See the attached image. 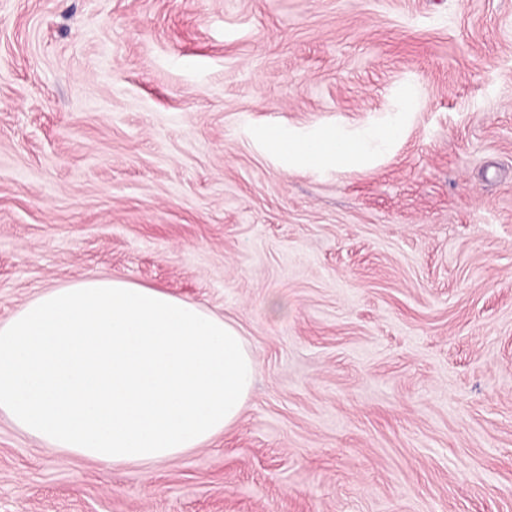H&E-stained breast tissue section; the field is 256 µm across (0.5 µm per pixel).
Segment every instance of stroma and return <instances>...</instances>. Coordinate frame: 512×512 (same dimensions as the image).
Segmentation results:
<instances>
[{
    "label": "stroma",
    "mask_w": 512,
    "mask_h": 512,
    "mask_svg": "<svg viewBox=\"0 0 512 512\" xmlns=\"http://www.w3.org/2000/svg\"><path fill=\"white\" fill-rule=\"evenodd\" d=\"M89 274L224 316L254 391L159 466L0 415V512H512V0H0V320ZM266 146L270 152L288 163V169L301 167L334 168L336 170L365 160L367 139L345 136L335 128L311 135H288L272 130Z\"/></svg>",
    "instance_id": "1"
}]
</instances>
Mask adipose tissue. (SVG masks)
Instances as JSON below:
<instances>
[{
	"label": "adipose tissue",
	"instance_id": "1",
	"mask_svg": "<svg viewBox=\"0 0 512 512\" xmlns=\"http://www.w3.org/2000/svg\"><path fill=\"white\" fill-rule=\"evenodd\" d=\"M289 168L362 162L366 138L271 131ZM252 352L223 317L161 289L88 275L0 321V413L50 453L106 467L158 465L240 419Z\"/></svg>",
	"mask_w": 512,
	"mask_h": 512
}]
</instances>
